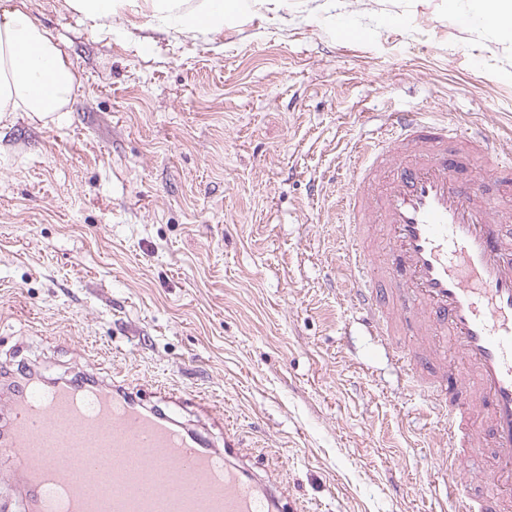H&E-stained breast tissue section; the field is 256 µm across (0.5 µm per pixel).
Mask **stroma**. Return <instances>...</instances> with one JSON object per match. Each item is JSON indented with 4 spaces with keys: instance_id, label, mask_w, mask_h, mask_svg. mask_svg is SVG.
Segmentation results:
<instances>
[{
    "instance_id": "stroma-1",
    "label": "stroma",
    "mask_w": 512,
    "mask_h": 512,
    "mask_svg": "<svg viewBox=\"0 0 512 512\" xmlns=\"http://www.w3.org/2000/svg\"><path fill=\"white\" fill-rule=\"evenodd\" d=\"M440 3L249 0L193 36L9 0L77 83L54 119L0 123V368L217 401L284 512H455L434 423L346 305L336 207L373 115L512 152V42Z\"/></svg>"
}]
</instances>
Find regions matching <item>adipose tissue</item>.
I'll return each mask as SVG.
<instances>
[{
    "mask_svg": "<svg viewBox=\"0 0 512 512\" xmlns=\"http://www.w3.org/2000/svg\"><path fill=\"white\" fill-rule=\"evenodd\" d=\"M143 2L153 13L178 17L180 27L200 33L223 26L240 9L239 0H198L183 10V0H68L85 18L109 26L114 15ZM75 75L52 35L16 8H0V123L19 112L38 120L67 111Z\"/></svg>",
    "mask_w": 512,
    "mask_h": 512,
    "instance_id": "obj_1",
    "label": "adipose tissue"
}]
</instances>
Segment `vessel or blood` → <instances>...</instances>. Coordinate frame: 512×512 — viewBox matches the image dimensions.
I'll list each match as a JSON object with an SVG mask.
<instances>
[{
    "mask_svg": "<svg viewBox=\"0 0 512 512\" xmlns=\"http://www.w3.org/2000/svg\"><path fill=\"white\" fill-rule=\"evenodd\" d=\"M352 156L339 200L345 302L435 416L436 471L457 512H512V154L495 153L482 127L402 111L356 139ZM195 403L223 425V448L130 398L119 378L47 388L22 379L0 432L11 503L55 512L56 480L67 512H276L280 482L237 463L223 411ZM483 449L490 467L467 477ZM128 457L146 492L121 470Z\"/></svg>",
    "mask_w": 512,
    "mask_h": 512,
    "instance_id": "b4317fda",
    "label": "vessel or blood"
}]
</instances>
